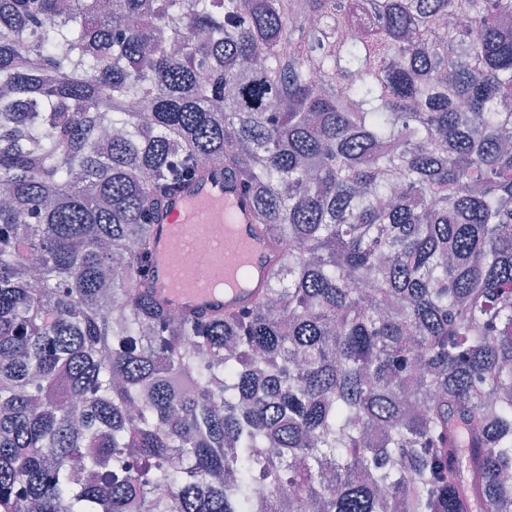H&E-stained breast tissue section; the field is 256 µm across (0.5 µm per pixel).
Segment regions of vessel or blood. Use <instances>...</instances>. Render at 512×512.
Wrapping results in <instances>:
<instances>
[{"label": "vessel or blood", "mask_w": 512, "mask_h": 512, "mask_svg": "<svg viewBox=\"0 0 512 512\" xmlns=\"http://www.w3.org/2000/svg\"><path fill=\"white\" fill-rule=\"evenodd\" d=\"M152 237L149 282L170 306L185 311L246 308L260 296L276 259L237 181L220 169L171 196L166 219L153 225ZM201 242L209 247V260L199 268L190 255ZM217 273L226 282L220 292L210 286Z\"/></svg>", "instance_id": "b4317fda"}]
</instances>
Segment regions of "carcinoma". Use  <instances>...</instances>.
Segmentation results:
<instances>
[{"label":"carcinoma","instance_id":"carcinoma-1","mask_svg":"<svg viewBox=\"0 0 512 512\" xmlns=\"http://www.w3.org/2000/svg\"><path fill=\"white\" fill-rule=\"evenodd\" d=\"M106 2L0 0V504L512 512V0ZM217 168L283 260L175 312ZM148 279L154 292L184 311H236L260 294L276 255L253 224L252 208L236 180L215 169L167 202L163 224H153ZM209 247L207 266L190 260L194 247ZM223 273V292L210 288Z\"/></svg>","mask_w":512,"mask_h":512}]
</instances>
